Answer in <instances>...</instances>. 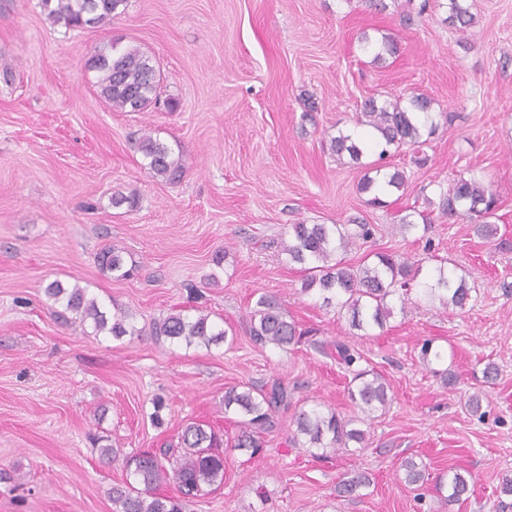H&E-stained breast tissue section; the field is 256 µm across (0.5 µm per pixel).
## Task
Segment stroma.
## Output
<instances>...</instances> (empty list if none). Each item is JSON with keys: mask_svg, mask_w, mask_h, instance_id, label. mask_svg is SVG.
<instances>
[{"mask_svg": "<svg viewBox=\"0 0 512 512\" xmlns=\"http://www.w3.org/2000/svg\"><path fill=\"white\" fill-rule=\"evenodd\" d=\"M447 3L405 0L380 13L366 0H128L110 25L69 31L39 0H0V512H113L124 474L100 461L92 436L133 455L177 445L197 422L228 441L239 427L224 411L225 388L277 381L289 406L262 434L260 454L225 448L223 485L189 512H512L498 504L512 474V0H468L475 25L464 32L449 26ZM384 34L400 52L377 63L360 39ZM110 42L153 56L174 110L106 105L84 60ZM372 93L424 94L438 125L426 144L385 159L408 186L383 207L359 189L377 149L359 163L329 150L337 131L356 130L357 106ZM145 128L182 160L181 181L145 168L135 148ZM461 176L497 190L496 236L441 214ZM116 192L137 196L136 210L113 206ZM408 214L426 216L427 230L392 233ZM300 221L373 225L348 264L387 252L419 264L423 280L442 265L472 298L461 310L421 300L362 335L305 292L301 266L281 254ZM115 242L131 277L97 263ZM55 280L85 288L106 312L121 308L138 335L116 339L60 318L45 294ZM263 294L385 376L394 401L364 423V450L318 460L289 444L294 412L311 403L353 415L349 376L309 345L253 343L249 315ZM178 311L209 315L233 343L151 335ZM426 339L453 384L423 366ZM490 363L499 374L488 385ZM481 389L478 418L466 401ZM407 457L425 465L423 486L403 482ZM452 469L472 494L447 508L436 484ZM356 471L370 485L356 499L338 496Z\"/></svg>", "mask_w": 512, "mask_h": 512, "instance_id": "1", "label": "stroma"}]
</instances>
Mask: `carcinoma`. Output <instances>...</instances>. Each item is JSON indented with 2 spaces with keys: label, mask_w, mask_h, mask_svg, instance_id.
<instances>
[{
  "label": "carcinoma",
  "mask_w": 512,
  "mask_h": 512,
  "mask_svg": "<svg viewBox=\"0 0 512 512\" xmlns=\"http://www.w3.org/2000/svg\"><path fill=\"white\" fill-rule=\"evenodd\" d=\"M128 0H41V7L49 20L67 29H83L110 22L125 12ZM448 23L462 31L473 27L475 18L466 0H448ZM363 49L374 54V61L399 52L397 41L389 35L372 41L361 38ZM85 67L97 75L96 86L100 96L117 112H142L158 104L161 91V72L152 57L138 47L120 49L117 44L95 46L88 52ZM432 101L423 94L409 98L404 106L398 100L381 98L378 93L365 97L356 113L359 125L372 130L375 145L380 147L379 159L389 150L404 146L422 145V134H434L436 124L431 116ZM365 142L350 135L339 134L330 139V151L337 158L348 154L359 160L364 154ZM138 150L146 161V168L156 177L177 181L184 173V164L173 158L168 145L145 133L139 140ZM499 198L493 189L472 178L459 177L448 187L440 201L441 213L475 226L478 233L493 237L497 226L491 222L496 216ZM373 235L369 224H307L291 225L288 239L282 242V252L288 259L304 266V290H317L323 302L335 305L338 313L349 315L351 326L357 330L377 327L382 329L395 311L405 312L411 304V290L419 275L415 264L389 253L374 254L375 261L358 267L347 264L341 255L360 241ZM123 250L112 245L98 256L100 266L108 272L130 275L125 268ZM422 293L430 299L463 309L471 298V288L463 277L439 266L431 277L419 283ZM46 295L79 316L81 322L91 321L94 331H108L120 338L137 332L129 316L117 310L107 317L96 299L85 289H71L54 281L45 289ZM154 336H165L173 342L210 346L227 339L226 331L218 329L209 316L189 317L181 312L170 314L153 324ZM317 334L313 329H301L288 318L280 299L275 295H261L250 312V336L261 346L274 345L280 349L298 345ZM320 352L332 357L350 374L347 398L362 414L387 409L392 403L389 387L383 375L370 369H356L357 357L350 347L339 341H312ZM288 407V391L276 382L270 388L236 385L224 391V412L239 416V432L233 447L256 454L260 448L259 434L273 427L274 416ZM353 418H344L333 410H323L317 403L301 409L292 418L294 430L289 442L294 446L316 450L314 456H327V450L340 451L366 441V433L352 427ZM182 453L173 448L143 451L135 456H120L115 448L99 449L101 459L119 465L126 471L123 483L112 487V503L116 512H183L185 502L196 497L202 486L224 482V455L218 452L221 443L216 434L203 425L191 423L179 436ZM404 483H424L426 467L412 458L400 463ZM174 483L178 495L158 493L161 485ZM368 477L356 472L342 479L337 492L341 497H353L369 485ZM471 488L468 479L454 471L448 475L447 505L452 506L468 498Z\"/></svg>",
  "instance_id": "1"
}]
</instances>
